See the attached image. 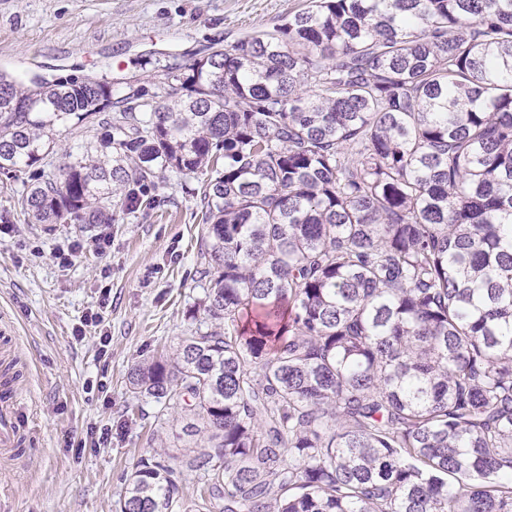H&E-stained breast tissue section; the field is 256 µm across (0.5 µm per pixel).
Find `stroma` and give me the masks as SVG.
Listing matches in <instances>:
<instances>
[{
	"instance_id": "obj_1",
	"label": "stroma",
	"mask_w": 512,
	"mask_h": 512,
	"mask_svg": "<svg viewBox=\"0 0 512 512\" xmlns=\"http://www.w3.org/2000/svg\"><path fill=\"white\" fill-rule=\"evenodd\" d=\"M301 5L0 0V59L51 84L103 76L121 96L155 88L169 61L270 28ZM200 182L168 177L155 210L103 225L29 223L22 183L0 188V318L19 338L11 357L35 429L25 461H0V512H115L140 457L189 455L188 409L135 394L129 373L174 352L203 295ZM72 245L71 263L59 264L55 251Z\"/></svg>"
}]
</instances>
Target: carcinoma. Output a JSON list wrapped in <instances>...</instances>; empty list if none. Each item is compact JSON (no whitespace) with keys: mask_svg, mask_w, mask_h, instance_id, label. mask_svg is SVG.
<instances>
[{"mask_svg":"<svg viewBox=\"0 0 512 512\" xmlns=\"http://www.w3.org/2000/svg\"><path fill=\"white\" fill-rule=\"evenodd\" d=\"M32 167L33 224L206 176L196 327L129 378L205 439L116 512H173L180 466L196 512H512V0H304L116 99L0 72V184ZM105 131L103 127H72L63 133L62 141L57 148L52 160L56 165H62L70 159L65 155L66 151H75L76 147L90 140H96Z\"/></svg>","mask_w":512,"mask_h":512,"instance_id":"cac0c4a2","label":"carcinoma"}]
</instances>
